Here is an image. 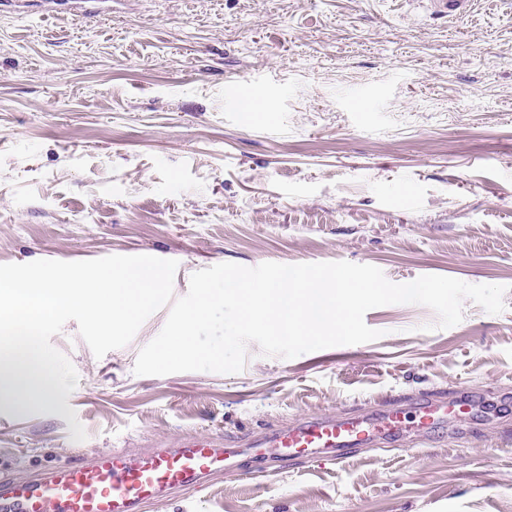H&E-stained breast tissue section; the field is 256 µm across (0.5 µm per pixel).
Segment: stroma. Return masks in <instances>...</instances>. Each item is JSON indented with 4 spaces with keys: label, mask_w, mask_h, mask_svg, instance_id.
I'll use <instances>...</instances> for the list:
<instances>
[{
    "label": "stroma",
    "mask_w": 512,
    "mask_h": 512,
    "mask_svg": "<svg viewBox=\"0 0 512 512\" xmlns=\"http://www.w3.org/2000/svg\"><path fill=\"white\" fill-rule=\"evenodd\" d=\"M249 104L238 122L228 97ZM150 255L191 275L347 261L394 283L506 286L467 301L378 307L379 339L293 359L248 344L235 374L139 376L159 309L95 357L52 337L67 398L0 406V473L28 478L101 450L184 436L225 444L294 419L377 412L431 392H512V0L440 18L424 0H115L84 19L37 0L0 11V264ZM144 512H512V414L427 447L363 448L271 477L225 471L206 499Z\"/></svg>",
    "instance_id": "obj_1"
}]
</instances>
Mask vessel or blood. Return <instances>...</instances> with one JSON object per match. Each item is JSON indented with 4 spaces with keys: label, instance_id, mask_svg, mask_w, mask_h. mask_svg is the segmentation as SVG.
<instances>
[{
    "label": "vessel or blood",
    "instance_id": "obj_1",
    "mask_svg": "<svg viewBox=\"0 0 512 512\" xmlns=\"http://www.w3.org/2000/svg\"><path fill=\"white\" fill-rule=\"evenodd\" d=\"M104 2L41 0L45 11L67 9L86 19L98 15ZM483 402L481 393L469 390L448 399L427 395L376 415L302 417L249 440L251 471L263 477L299 458L319 457L336 465L357 449L407 438L424 444L444 423L479 420ZM235 456L218 436L186 437L134 455L115 450L84 455L24 480L0 477V512H141L144 504L175 492L206 488Z\"/></svg>",
    "mask_w": 512,
    "mask_h": 512
}]
</instances>
